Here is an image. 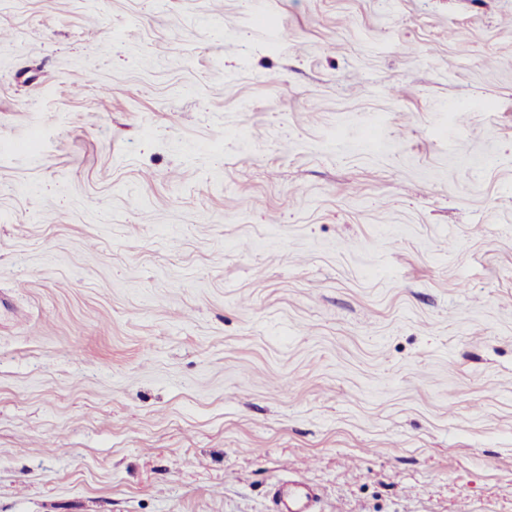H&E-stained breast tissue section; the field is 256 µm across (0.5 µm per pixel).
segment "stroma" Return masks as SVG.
I'll return each mask as SVG.
<instances>
[{"label":"stroma","mask_w":512,"mask_h":512,"mask_svg":"<svg viewBox=\"0 0 512 512\" xmlns=\"http://www.w3.org/2000/svg\"><path fill=\"white\" fill-rule=\"evenodd\" d=\"M512 512V0H0V512ZM315 490L306 484L284 482L273 495L274 512H314Z\"/></svg>","instance_id":"obj_1"}]
</instances>
